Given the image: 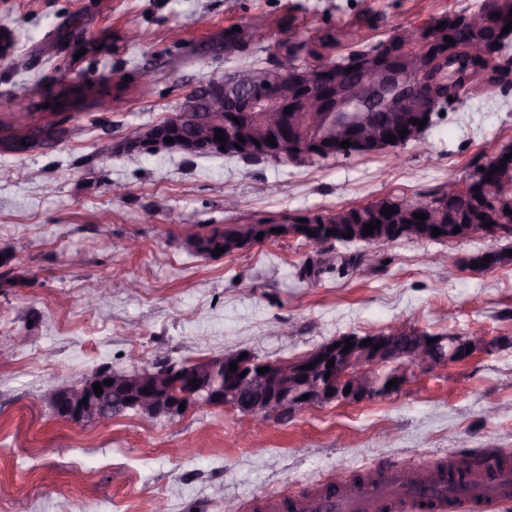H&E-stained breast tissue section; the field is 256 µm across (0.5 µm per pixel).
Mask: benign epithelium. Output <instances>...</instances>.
<instances>
[{"instance_id": "benign-epithelium-1", "label": "benign epithelium", "mask_w": 512, "mask_h": 512, "mask_svg": "<svg viewBox=\"0 0 512 512\" xmlns=\"http://www.w3.org/2000/svg\"><path fill=\"white\" fill-rule=\"evenodd\" d=\"M324 68L298 73L293 79L274 78L266 71H254L241 82L240 90L231 93L233 82L230 78L222 81H201V93L188 99L193 104L201 101L207 104L211 116L207 125L197 128L189 136L172 139L167 147L181 151L193 149L211 152L225 147L227 154H265L280 159H290L300 153L320 146L327 152L336 151V141H326L321 133L320 120L336 107V102L360 94V100H379L390 112L388 120L374 126L366 120L355 121L337 133L363 150L373 144L391 146L389 136L395 141L403 140L400 131L407 129L409 138L420 136L419 126L414 120L421 117L428 104V98L407 90L406 70L398 66L375 67L370 63L360 66L356 82L347 81L333 84L328 97L308 94L297 101L288 100V92L294 87H316L323 82ZM292 111L285 112V109ZM253 113V120L240 124L233 121L237 111ZM224 129L226 143L215 140V132ZM274 137L276 145L267 142ZM430 337L421 336L415 328L404 323L393 327L384 337L379 349L374 345L353 343L346 355L334 360L330 371L336 372V381L350 387L349 392L336 395V400L357 402L368 396L382 398L389 389L377 383L371 374L374 367L389 364L396 368L392 378L397 380L395 388L401 389L408 382L410 372L415 369L434 370L444 366L460 343L464 346L484 345V339L467 336L455 341L451 337L428 343ZM237 363V370L230 371V363ZM308 364L303 358L297 362L278 363L269 371L260 374L251 361L240 358V353L226 351L208 358L204 363L183 369L175 365L151 366L137 369L120 376H112V388L97 395L93 384L101 382V375L95 372L77 385L55 392L52 403H60L61 418L70 422L93 421L106 424L112 420L115 401L134 408L139 414H166L177 416L189 411L201 401H224V394L231 389L229 382L238 388L254 391V405L246 412L252 428L262 429L268 422L291 411L296 406L317 404L329 398L323 378L316 377L314 369L308 376H302L301 367ZM182 377H177V374ZM196 385H191V380ZM181 381L186 388L188 401L184 410L168 398V385Z\"/></svg>"}]
</instances>
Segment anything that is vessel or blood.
<instances>
[{
	"label": "vessel or blood",
	"mask_w": 512,
	"mask_h": 512,
	"mask_svg": "<svg viewBox=\"0 0 512 512\" xmlns=\"http://www.w3.org/2000/svg\"><path fill=\"white\" fill-rule=\"evenodd\" d=\"M443 465V459L431 457L413 467L376 471L375 483L369 488L348 481L327 499L270 495L258 507L260 512H309L312 504L318 503L324 512H458L463 506L469 512H492L512 501V469L499 466L495 455L483 460L465 486L446 480L428 483V476Z\"/></svg>",
	"instance_id": "vessel-or-blood-1"
}]
</instances>
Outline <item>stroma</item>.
Listing matches in <instances>:
<instances>
[{
	"label": "stroma",
	"mask_w": 512,
	"mask_h": 512,
	"mask_svg": "<svg viewBox=\"0 0 512 512\" xmlns=\"http://www.w3.org/2000/svg\"><path fill=\"white\" fill-rule=\"evenodd\" d=\"M478 0H0V33L27 67L0 57V512H237L267 493L302 495L343 473L512 448V266L448 273V257L507 247L475 235L401 239L384 265L303 280L314 247L288 235L226 256L189 235L227 224L408 197L463 180L471 160L512 145V96L478 91L423 142L324 165H245L160 148L127 154L135 131L179 112L199 71L216 79L333 27L348 40L417 24ZM235 32L226 41L227 32ZM98 53H83L84 44ZM99 82L94 106L43 112L60 85ZM127 108L112 111L114 94ZM17 95L30 107L18 111ZM31 146L8 150L9 137ZM34 171L29 181L13 170ZM184 221L170 223V211ZM132 238L131 254L112 250ZM405 322L481 336L469 359L415 371L389 396L298 410L264 432L225 407L172 419L127 413L105 425L57 419L54 391L99 370L130 371L250 350L300 358L336 337Z\"/></svg>",
	"instance_id": "stroma-1"
}]
</instances>
